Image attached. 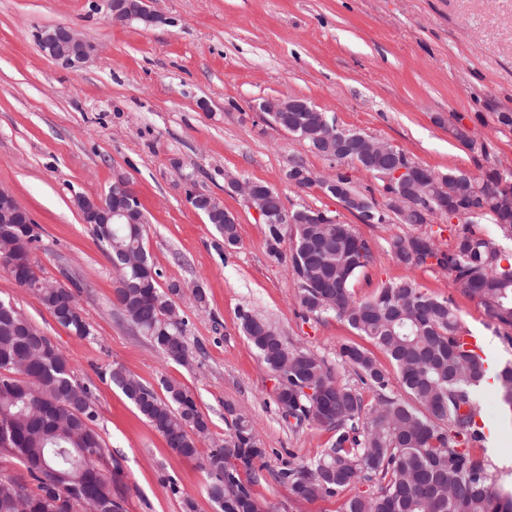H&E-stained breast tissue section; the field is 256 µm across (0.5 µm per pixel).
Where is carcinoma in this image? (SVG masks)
<instances>
[{"instance_id": "obj_1", "label": "carcinoma", "mask_w": 512, "mask_h": 512, "mask_svg": "<svg viewBox=\"0 0 512 512\" xmlns=\"http://www.w3.org/2000/svg\"><path fill=\"white\" fill-rule=\"evenodd\" d=\"M277 127L325 159L338 156L337 141L320 137L322 114L270 112ZM451 133L468 149L485 151L463 125ZM418 181L404 189L407 199L395 216L400 233L389 242L397 264L406 270L431 265L448 271L461 293L480 304L498 326L512 330V188L496 168L479 175L446 173L423 167ZM324 192L348 210L370 212L380 224L376 202L356 190L343 172ZM430 221L464 215L466 220L442 244L423 230ZM224 237L239 244L237 224L220 205L201 209ZM293 239L289 263L297 281L299 306L307 317L333 314L385 353L409 399L388 394L389 377L376 359L356 344L340 347V360L374 392L368 405L352 386L312 350L288 341L266 318L244 312L242 330L261 363L277 381L274 401L280 418L300 427L315 423L332 432L328 448L307 462L286 463L278 481L297 500L335 498L359 485L341 512H512V491L497 486L482 455L476 417V389L488 376L485 360L467 349L462 316L450 301L422 290L409 276L382 282L367 298L354 283L375 260L371 242L353 225L325 211L302 207L291 213ZM98 224L96 240L115 270L119 314L147 337L168 362L189 359L187 321L176 318L179 288L161 287V271L145 247L146 224ZM494 226V231L486 225ZM18 249L38 248L39 225L7 224ZM28 290L73 334L88 338L92 326L82 315L76 293L38 275L35 264L23 270ZM42 331L22 310L0 317V419L8 422L9 449H0V512H124L119 462L101 471L85 457L104 454L94 428L98 414L90 388L79 382L70 358L43 346ZM141 417L178 456L199 457L198 443L208 423L191 393L164 379L158 394L123 367L104 372ZM502 401L512 406V366L496 375ZM324 391L318 402L304 389ZM266 451L252 425L233 420L224 445L206 454V493L215 512H274L254 486L266 468ZM20 464L28 478L11 473Z\"/></svg>"}]
</instances>
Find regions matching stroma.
I'll return each instance as SVG.
<instances>
[{
    "mask_svg": "<svg viewBox=\"0 0 512 512\" xmlns=\"http://www.w3.org/2000/svg\"><path fill=\"white\" fill-rule=\"evenodd\" d=\"M158 20L112 25L104 0H0V189L10 192L41 227L32 259L40 276L70 279L92 326L84 339L0 269V298L13 300L71 359L90 384L95 428L125 483V512H214L198 461L186 460L145 423L100 370L119 365L144 384L172 380L194 397L209 425L200 453L222 444L235 416L248 419L267 450L268 473L256 491L278 512H340L342 499H294L272 476L285 461H308L331 434L315 424L289 428L272 400L275 380L241 329L252 312L329 363L341 345L370 347L333 316L302 319L287 256L290 225H282L280 258L268 249V229L228 177L268 183L286 206L339 214L371 241L376 261L355 284L357 297L404 276L388 241L394 224H362L319 189L296 191L282 173L292 157L325 174L330 165L294 137L264 122L255 107L301 97L327 110L338 125L386 141L424 167L473 175L494 167L512 172V129L497 113H512V0H150ZM65 24L96 51L73 68L45 55L39 33ZM465 125L486 152L456 141ZM129 180L147 219L146 248L163 276L177 284L187 322L189 364L165 361L112 305L115 276L92 225L75 204L101 195L116 178ZM197 188L216 197L237 220L240 245L222 236L188 200ZM416 283L451 300L494 360L512 363V343L447 271L423 267ZM200 286L205 306L190 289ZM489 475L512 490V408L493 386L477 390ZM177 475L179 493L162 478Z\"/></svg>",
    "mask_w": 512,
    "mask_h": 512,
    "instance_id": "stroma-1",
    "label": "stroma"
}]
</instances>
